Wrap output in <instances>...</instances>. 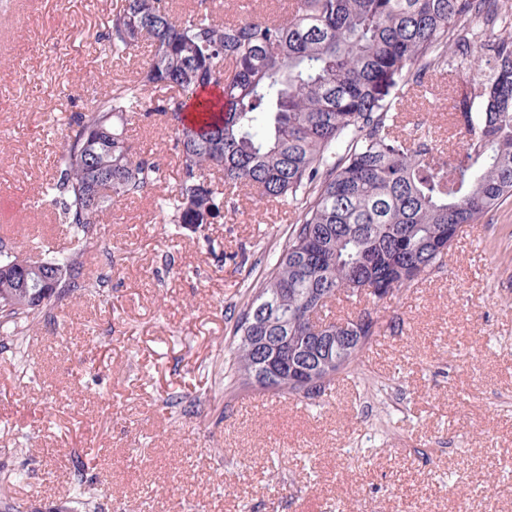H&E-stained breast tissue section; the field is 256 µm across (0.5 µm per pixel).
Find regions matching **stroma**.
Listing matches in <instances>:
<instances>
[{
	"label": "stroma",
	"mask_w": 512,
	"mask_h": 512,
	"mask_svg": "<svg viewBox=\"0 0 512 512\" xmlns=\"http://www.w3.org/2000/svg\"><path fill=\"white\" fill-rule=\"evenodd\" d=\"M115 7L0 0V228H21L7 246L38 241L36 259L68 241L40 196L71 116L153 54H104ZM468 79L449 57L404 98L406 122L458 148L448 87ZM130 135L173 189L172 131L141 113ZM296 221L251 195L179 229L157 195L116 203L93 271L107 286L60 301L22 360L0 350V512H512V198L465 227L444 269L381 301L384 334L314 401L224 379L231 310Z\"/></svg>",
	"instance_id": "1"
}]
</instances>
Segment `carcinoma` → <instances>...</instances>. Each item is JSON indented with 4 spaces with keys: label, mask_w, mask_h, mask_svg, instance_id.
Returning <instances> with one entry per match:
<instances>
[{
    "label": "carcinoma",
    "mask_w": 512,
    "mask_h": 512,
    "mask_svg": "<svg viewBox=\"0 0 512 512\" xmlns=\"http://www.w3.org/2000/svg\"><path fill=\"white\" fill-rule=\"evenodd\" d=\"M205 3L184 22L165 0H124L113 14L105 51L119 58L147 41L149 68L72 118L50 190L77 245L35 261L0 245V329L17 337L91 287L82 257L99 246L105 214L161 184L160 163L128 137V118L145 107L166 118L179 152L177 186L163 199L169 223L206 224L241 191L298 211L288 245L235 319L226 379L316 400L379 335V303L442 269L458 233L512 197V5L294 0L274 19L234 20ZM480 19L503 33L474 52L471 25ZM450 34L480 81L452 89L465 144L447 156L430 129L405 131L396 104L422 73L448 64ZM159 85L178 95L153 100ZM32 268L52 273L51 283L19 285L17 271ZM341 294L363 303L355 319L328 318ZM263 299L272 306L259 317ZM354 322L362 340L336 343L330 369L290 383L305 339ZM278 335L291 345L276 354L253 340Z\"/></svg>",
    "instance_id": "carcinoma-1"
}]
</instances>
